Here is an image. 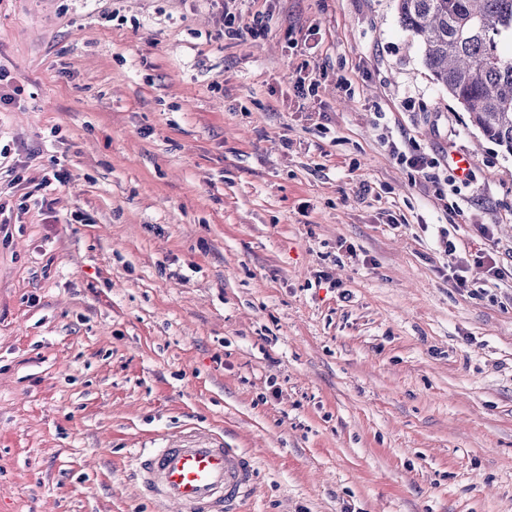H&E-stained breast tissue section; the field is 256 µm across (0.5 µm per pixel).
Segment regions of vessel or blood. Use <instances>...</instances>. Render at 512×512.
Returning <instances> with one entry per match:
<instances>
[{
    "label": "vessel or blood",
    "mask_w": 512,
    "mask_h": 512,
    "mask_svg": "<svg viewBox=\"0 0 512 512\" xmlns=\"http://www.w3.org/2000/svg\"><path fill=\"white\" fill-rule=\"evenodd\" d=\"M253 474L251 458L205 433L173 436L136 458L140 489L160 512H236Z\"/></svg>",
    "instance_id": "b4317fda"
}]
</instances>
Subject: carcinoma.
Returning <instances> with one entry per match:
<instances>
[{
    "label": "carcinoma",
    "instance_id": "obj_1",
    "mask_svg": "<svg viewBox=\"0 0 512 512\" xmlns=\"http://www.w3.org/2000/svg\"><path fill=\"white\" fill-rule=\"evenodd\" d=\"M401 25L418 39L433 80L472 125L512 152V0H398Z\"/></svg>",
    "mask_w": 512,
    "mask_h": 512
}]
</instances>
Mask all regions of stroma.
<instances>
[{"label": "stroma", "instance_id": "obj_1", "mask_svg": "<svg viewBox=\"0 0 512 512\" xmlns=\"http://www.w3.org/2000/svg\"><path fill=\"white\" fill-rule=\"evenodd\" d=\"M0 69V512H153L182 428L241 512H512V154L397 0H0ZM397 150V151H396ZM394 152H397L399 159L408 165L410 168H413L418 173H421L423 178L428 181L440 180L439 174L435 172H431L428 169H436L440 168L441 164L438 161H430L428 158L422 154L418 153H406L405 151H400L397 145H395ZM441 247L446 257H448V268L452 272L451 278L455 288H462L463 290L469 288L468 280L461 274L462 270L459 269L458 261L456 260L457 248L452 240L448 239V234H441ZM253 474L251 458L205 433L173 436L163 448L136 457L142 494L160 512H236Z\"/></svg>", "mask_w": 512, "mask_h": 512}]
</instances>
